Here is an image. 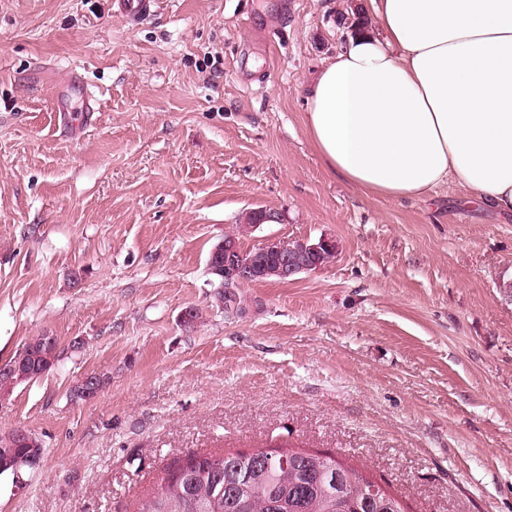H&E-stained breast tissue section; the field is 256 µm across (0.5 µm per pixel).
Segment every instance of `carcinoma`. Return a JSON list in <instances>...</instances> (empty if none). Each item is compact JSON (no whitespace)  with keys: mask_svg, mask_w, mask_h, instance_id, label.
Segmentation results:
<instances>
[{"mask_svg":"<svg viewBox=\"0 0 512 512\" xmlns=\"http://www.w3.org/2000/svg\"><path fill=\"white\" fill-rule=\"evenodd\" d=\"M39 354L41 371L60 361L46 334L30 337L22 350ZM42 449L0 437V475ZM338 459L288 446L227 454L194 453L167 470L134 512H407L387 489Z\"/></svg>","mask_w":512,"mask_h":512,"instance_id":"cac0c4a2","label":"carcinoma"}]
</instances>
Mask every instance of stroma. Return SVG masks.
<instances>
[{
  "label": "stroma",
  "mask_w": 512,
  "mask_h": 512,
  "mask_svg": "<svg viewBox=\"0 0 512 512\" xmlns=\"http://www.w3.org/2000/svg\"><path fill=\"white\" fill-rule=\"evenodd\" d=\"M112 2L0 0V364L43 332L62 351L0 400V436L44 448L0 476V512H132L186 456L274 439L409 512H512V217L454 183L364 194L307 133L310 82L370 0H160L138 23ZM74 68L99 111H55ZM260 207L283 220L244 248L338 252L244 285L228 317L209 252ZM89 373L108 385L72 401ZM301 243L304 244L305 248L314 254H319L323 249L336 247V242L329 238H320L317 241H309L308 239L301 240ZM336 257V250H323L322 254L317 258L318 262L321 266H316L310 270V272H314L320 270L322 266H326L331 263ZM90 375H93L96 379V389H97L96 396H97L100 392L103 391L106 384L108 383V376H106L105 374H98V373H94V374H90ZM90 375H88L86 377L84 376L85 377V379L83 380L84 387L82 388V393H81V395L86 399V401L95 398V392H94L93 384H92L93 380L90 379ZM84 377L76 380L70 389V397L74 401H84L82 397H78L76 395V391H78L80 382Z\"/></svg>",
  "instance_id": "1"
}]
</instances>
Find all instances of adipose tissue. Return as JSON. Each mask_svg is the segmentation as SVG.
Returning <instances> with one entry per match:
<instances>
[{
	"mask_svg": "<svg viewBox=\"0 0 512 512\" xmlns=\"http://www.w3.org/2000/svg\"><path fill=\"white\" fill-rule=\"evenodd\" d=\"M315 75L306 125L327 172L423 198L455 182L512 215V0H371Z\"/></svg>",
	"mask_w": 512,
	"mask_h": 512,
	"instance_id": "obj_1",
	"label": "adipose tissue"
}]
</instances>
